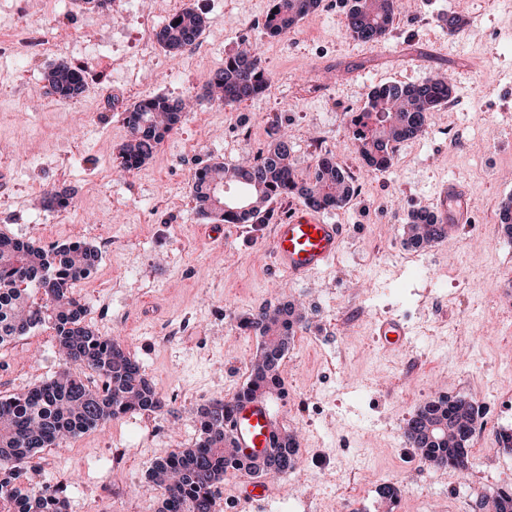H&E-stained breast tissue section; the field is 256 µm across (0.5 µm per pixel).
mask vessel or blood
Returning a JSON list of instances; mask_svg holds the SVG:
<instances>
[{
    "label": "vessel or blood",
    "mask_w": 512,
    "mask_h": 512,
    "mask_svg": "<svg viewBox=\"0 0 512 512\" xmlns=\"http://www.w3.org/2000/svg\"><path fill=\"white\" fill-rule=\"evenodd\" d=\"M471 222L472 202L468 189L455 180L443 183L437 216L442 233H452ZM346 234V225L326 223L317 210L293 211L276 218L270 250L276 266L291 279L301 281L335 259ZM374 329L379 344L386 349L400 348L411 336L409 326L392 317L379 320ZM225 428L240 456L256 460L264 459L273 451L280 433L268 404L260 399L240 402L226 419ZM273 493V486L260 480L247 481L237 490L241 502L256 507Z\"/></svg>",
    "instance_id": "vessel-or-blood-1"
}]
</instances>
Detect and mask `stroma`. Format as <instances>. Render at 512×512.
I'll list each match as a JSON object with an SVG mask.
<instances>
[{
	"label": "stroma",
	"instance_id": "obj_1",
	"mask_svg": "<svg viewBox=\"0 0 512 512\" xmlns=\"http://www.w3.org/2000/svg\"><path fill=\"white\" fill-rule=\"evenodd\" d=\"M199 8L200 46L179 56L150 44L164 0H0V44L27 24L50 33L43 56L0 57V234L37 246L80 240L102 259L75 286L100 335L124 343L147 378L174 397L178 416L130 414L42 457L35 484L67 482L68 512H158L144 488L157 459L193 444L195 410L232 397L247 381L259 340L240 328L249 314L286 301L307 311L280 367L294 406L271 403L300 436L293 471L260 512H378L382 482L402 484L394 512H472L475 494L512 486V453L472 449L466 476L418 462L403 427L442 395L482 400L487 431L512 424V238L499 221L512 197V0H414L381 42L346 33L347 0H320L288 34L271 38L270 0H176ZM465 25L449 34L448 15ZM257 45L272 83L240 105L203 96L201 77L242 43ZM60 63L87 69L86 90L62 103L44 91ZM451 77L452 108L430 113L425 133L395 144L391 166L369 167L351 140V119L387 83ZM146 95L187 100L175 133L138 170L118 163L128 132L122 112ZM288 133L298 177L330 152L362 187L324 211L348 233L330 265L294 281L276 269L270 224L199 216L194 172L231 166ZM473 195L474 222L425 249L405 244L410 213L436 211L440 185ZM67 190L66 223L41 198ZM396 316L410 342L383 352L374 321ZM59 367L53 333L36 330L0 349V395L21 393Z\"/></svg>",
	"mask_w": 512,
	"mask_h": 512
}]
</instances>
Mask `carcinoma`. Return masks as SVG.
<instances>
[{
	"label": "carcinoma",
	"mask_w": 512,
	"mask_h": 512,
	"mask_svg": "<svg viewBox=\"0 0 512 512\" xmlns=\"http://www.w3.org/2000/svg\"><path fill=\"white\" fill-rule=\"evenodd\" d=\"M319 0H271L264 28L280 37L294 28ZM398 0H350L347 34L362 42H379L392 31ZM204 16L185 8L174 13L159 32L161 47L178 55L190 47L205 27ZM47 88L70 100L85 91V70L59 64L46 76ZM269 75L253 49L224 58L210 71L202 89L226 103L241 104L262 96ZM452 88L442 75L420 86L390 83L372 89L363 109L352 118V141L364 162L377 170L392 164L393 145L414 139L426 127L428 114L445 104ZM183 104L162 96L139 99L123 112L128 139L120 151L122 169L140 168L180 123ZM292 142L278 137L261 159L235 168L225 176L222 163H210L198 173L194 192L197 210L226 224H262L269 204L278 198L299 197L315 210L340 208L353 189L336 157H319L306 179L291 163ZM232 187L247 192V206H223L217 190ZM436 217L419 211L405 230V242L424 248L439 241ZM100 262L99 250L74 242L49 247L0 235V348L37 329L49 328L62 364L54 377L25 392L0 395V512H67L66 487H27L22 477L35 469L33 460L47 448L105 426L125 414L166 413L176 416L172 400L159 393L134 355L118 340L101 336L86 319L85 305L74 285ZM306 320L293 301L263 308L244 324L260 338L246 384L226 399H213L198 409L199 437L157 460L147 479L162 489L159 512H215L224 476L244 472L253 478L278 477L295 469L300 451L296 431L285 427L274 452L262 461L237 455L224 419L237 402L282 397L280 367L296 329ZM479 410L465 396L438 397L420 405L407 420L404 436L419 461L430 468L460 470L472 464L469 449ZM477 512H512V489L482 495Z\"/></svg>",
	"instance_id": "obj_1"
}]
</instances>
